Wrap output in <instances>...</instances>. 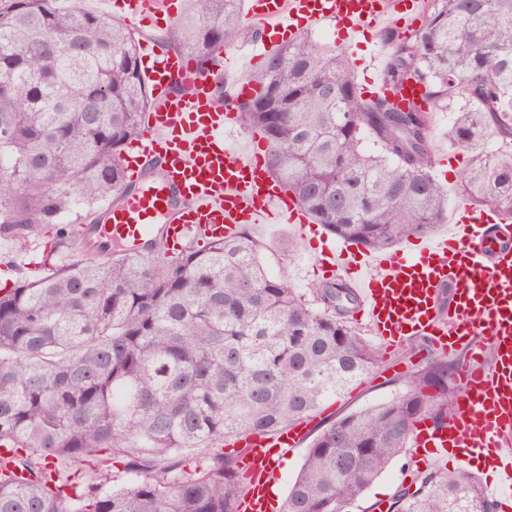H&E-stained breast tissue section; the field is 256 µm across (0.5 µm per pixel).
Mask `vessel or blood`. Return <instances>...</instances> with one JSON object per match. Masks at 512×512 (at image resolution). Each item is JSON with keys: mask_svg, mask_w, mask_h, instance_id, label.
Here are the masks:
<instances>
[{"mask_svg": "<svg viewBox=\"0 0 512 512\" xmlns=\"http://www.w3.org/2000/svg\"><path fill=\"white\" fill-rule=\"evenodd\" d=\"M175 3L112 0V7L120 19L140 26L174 16ZM420 11V0H249L246 18L259 33L250 60L262 62L302 27L333 23L354 42L366 29L395 18L406 22ZM140 53L152 104L127 155L135 190L103 210L97 237L134 244L160 237L174 247L190 234L228 237L243 224H295L310 231L312 217L282 194L261 157L224 139L240 127L237 101L253 96L254 83L239 80L227 99L218 70L202 69L157 40L142 41ZM373 95L401 110L427 107L425 86L413 77L395 86L377 72ZM321 265L349 281L360 320L386 348L427 336L444 357L468 349L446 424L417 422L409 445L418 459L490 458L494 475L486 489L501 507H512V225L493 210L462 204L446 234L361 255L326 241ZM305 434L299 426L245 439L242 512H282L281 501L269 494L275 457L298 447Z\"/></svg>", "mask_w": 512, "mask_h": 512, "instance_id": "b4317fda", "label": "vessel or blood"}]
</instances>
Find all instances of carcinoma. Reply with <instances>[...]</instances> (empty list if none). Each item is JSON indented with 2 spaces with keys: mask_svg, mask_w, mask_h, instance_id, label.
<instances>
[{
  "mask_svg": "<svg viewBox=\"0 0 512 512\" xmlns=\"http://www.w3.org/2000/svg\"><path fill=\"white\" fill-rule=\"evenodd\" d=\"M168 42L202 66L244 30L242 0H194ZM392 43L388 76L413 74L429 104L460 100L450 143L472 154L458 194L512 216V0H424ZM239 104L267 169L330 234L384 250L448 221L432 174L430 117L367 101L344 56L302 35L268 56ZM151 91L139 41L70 0H0V242L27 252L47 226L127 189L126 151ZM501 146L485 149L488 138ZM59 236L42 274L0 286V512H240L249 435L302 423L283 512H349L408 446L448 419L444 358L391 398L323 415L382 354L349 322L340 280L310 303L268 274L246 230L72 259ZM387 512H498L465 471H418Z\"/></svg>",
  "mask_w": 512,
  "mask_h": 512,
  "instance_id": "obj_1",
  "label": "carcinoma"
}]
</instances>
